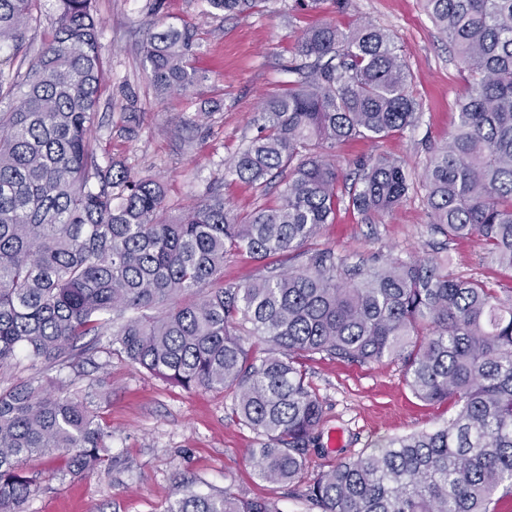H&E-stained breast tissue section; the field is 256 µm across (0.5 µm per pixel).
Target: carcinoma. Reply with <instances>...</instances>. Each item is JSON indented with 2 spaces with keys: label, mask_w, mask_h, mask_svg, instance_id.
<instances>
[{
  "label": "carcinoma",
  "mask_w": 512,
  "mask_h": 512,
  "mask_svg": "<svg viewBox=\"0 0 512 512\" xmlns=\"http://www.w3.org/2000/svg\"><path fill=\"white\" fill-rule=\"evenodd\" d=\"M40 2L0 0V97L11 101L0 113V367L20 352L65 362L79 337L108 333L112 351L183 388L233 391V413L263 437L251 452L257 476L290 484L325 422L299 359H396L417 397L451 401L455 413L337 462L306 486L308 501L318 512H499L512 496V285L452 273L444 258L351 267L317 250L303 267L174 302L223 280L232 251L291 253L342 203L374 223L407 199L406 164L382 154L355 162L348 196L338 193L337 146L418 118L391 34L370 23L302 31L288 89L264 99L257 134L224 159V176L258 187L286 176L277 203L239 215L213 195L169 217L157 183L102 165L91 142L104 65L95 0H57L52 39L29 69L5 67ZM206 2L221 16L278 0ZM425 5L472 79L420 175L430 230L475 237L485 264L512 271V0ZM150 26L143 62L156 94L190 92L204 79L192 34ZM153 308L161 313L145 314ZM114 314L123 322L113 330ZM51 384L0 392V512H26L25 458L62 452L76 473L107 460L90 405ZM167 512L278 510L187 482Z\"/></svg>",
  "instance_id": "1"
}]
</instances>
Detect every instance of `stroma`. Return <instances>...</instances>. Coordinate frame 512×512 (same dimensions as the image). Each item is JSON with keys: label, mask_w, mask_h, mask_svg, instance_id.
I'll list each match as a JSON object with an SVG mask.
<instances>
[{"label": "stroma", "mask_w": 512, "mask_h": 512, "mask_svg": "<svg viewBox=\"0 0 512 512\" xmlns=\"http://www.w3.org/2000/svg\"><path fill=\"white\" fill-rule=\"evenodd\" d=\"M149 3L97 0L106 71L92 135L101 161L159 183L174 216L213 188L226 207L241 214L275 204L280 181L259 189L225 179L223 161L256 134L263 99L287 88L286 66L304 28L332 22L349 29L369 22L388 30L422 103L413 128L340 145L336 163L343 173H352L357 159L379 154L399 157L422 172L433 146L455 126L457 101L470 91L468 72L423 0H346L344 8L329 4L320 12L283 0L274 13L227 17L209 16L206 0H163V23L195 31L193 64L206 79L189 95L159 97L141 53ZM429 221L425 192L418 187L381 223L337 209L310 246L334 250L351 265L433 257L441 238L431 234ZM305 261L295 252L265 260L232 253L224 259V282L242 286ZM77 347L64 367L22 355L0 367V391L40 375L53 379L63 394L93 397L92 408L109 433V459L93 473L70 472L58 454L26 461L23 468L35 488L26 512H167L182 479L199 481L205 492L229 487L245 498L273 501L279 512H313L301 489L258 478L249 454L261 438L233 416L230 393L171 384L111 354L105 336L84 337ZM303 368L323 404L325 431L340 440L328 453L307 454L305 483L376 440L434 430L452 414L447 404L417 398L394 360L359 366L315 354L304 359Z\"/></svg>", "instance_id": "stroma-1"}]
</instances>
